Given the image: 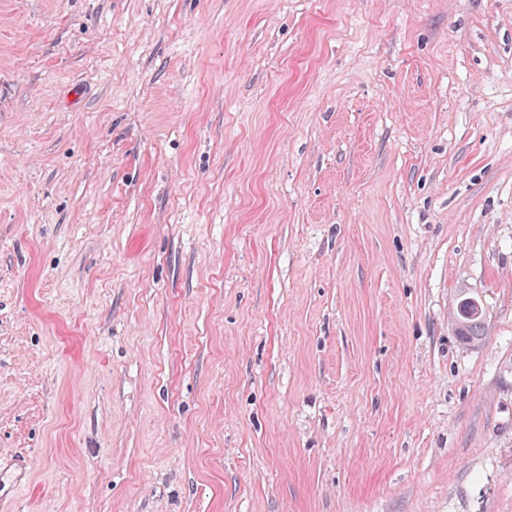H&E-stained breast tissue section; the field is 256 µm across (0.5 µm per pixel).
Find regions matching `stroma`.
<instances>
[{"label":"stroma","instance_id":"stroma-1","mask_svg":"<svg viewBox=\"0 0 512 512\" xmlns=\"http://www.w3.org/2000/svg\"><path fill=\"white\" fill-rule=\"evenodd\" d=\"M14 453L11 512H512V0H0ZM477 314H474L476 310ZM471 312L470 314H468ZM453 321L456 335L466 346L480 344L485 338L486 314L481 300L472 293L461 289L453 305ZM31 481L30 463L25 456L0 457V504L12 501Z\"/></svg>","mask_w":512,"mask_h":512}]
</instances>
